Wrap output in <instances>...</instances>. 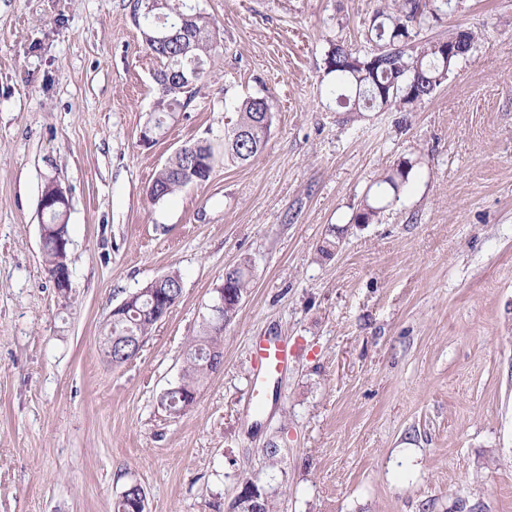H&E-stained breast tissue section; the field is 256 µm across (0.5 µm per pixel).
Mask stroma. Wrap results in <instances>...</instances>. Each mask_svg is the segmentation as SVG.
<instances>
[{"label":"stroma","instance_id":"obj_1","mask_svg":"<svg viewBox=\"0 0 512 512\" xmlns=\"http://www.w3.org/2000/svg\"><path fill=\"white\" fill-rule=\"evenodd\" d=\"M194 2L224 50L148 148L137 0H0V512H114L133 483L147 512H232L249 480L277 512H512V0H458L422 32L480 31L447 81L417 111L360 116L326 96L324 59L362 45L381 0ZM261 95L265 150L223 161L227 104ZM193 142L218 157L209 180L152 203ZM403 159L400 200L354 223ZM50 182L70 196L65 293L42 256ZM246 259L224 365L170 417L160 398ZM171 273L179 301L112 365L113 308ZM254 336L295 350L256 418Z\"/></svg>","mask_w":512,"mask_h":512}]
</instances>
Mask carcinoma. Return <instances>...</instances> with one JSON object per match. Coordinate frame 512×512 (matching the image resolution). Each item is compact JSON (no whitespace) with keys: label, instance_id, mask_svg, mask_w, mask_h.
<instances>
[{"label":"carcinoma","instance_id":"carcinoma-1","mask_svg":"<svg viewBox=\"0 0 512 512\" xmlns=\"http://www.w3.org/2000/svg\"><path fill=\"white\" fill-rule=\"evenodd\" d=\"M448 14V0H389L374 12L364 45L341 42L330 46L324 59L329 77L326 94L350 112H414L448 80L457 63L473 48L478 32L470 31L471 43L453 44L456 34L446 38L418 40L420 30ZM144 50L159 62L154 72L156 97L146 125L161 137L177 112L190 101L193 89L181 83L178 66L191 60L203 64L205 78L217 56V36L202 12L188 11L187 0H163L143 21ZM274 99L267 95L250 96L233 106L235 119L224 124V160L247 164L260 155L268 141L273 120ZM216 156L209 144H185L156 173L147 189L150 200L158 203L190 184L208 180ZM413 162L403 160L386 170L376 182L374 194L366 195L354 216L357 224H371L382 210L399 199L407 185ZM57 232L42 236L45 267L62 266L68 254L61 253ZM222 288L224 318L231 322L250 288L249 262L225 272ZM171 291L176 301L182 293L178 274L168 275L166 287L150 282L140 289L136 301L112 310L110 323L103 327L99 348L103 355H117L122 340L136 336L146 339L159 321L153 295ZM223 330L202 322V333L190 340L185 351L186 365L175 389L161 398L174 416L180 415L183 400L192 397L199 382L214 373L205 366L202 355L221 352ZM237 512H275L272 496L258 500L240 493L233 503Z\"/></svg>","mask_w":512,"mask_h":512}]
</instances>
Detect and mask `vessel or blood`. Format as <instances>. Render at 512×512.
I'll return each mask as SVG.
<instances>
[{
  "label": "vessel or blood",
  "mask_w": 512,
  "mask_h": 512,
  "mask_svg": "<svg viewBox=\"0 0 512 512\" xmlns=\"http://www.w3.org/2000/svg\"><path fill=\"white\" fill-rule=\"evenodd\" d=\"M295 351L274 336L253 338L250 345L251 383L246 394V412L261 413L265 410L270 387L279 375L287 372Z\"/></svg>",
  "instance_id": "obj_1"
}]
</instances>
